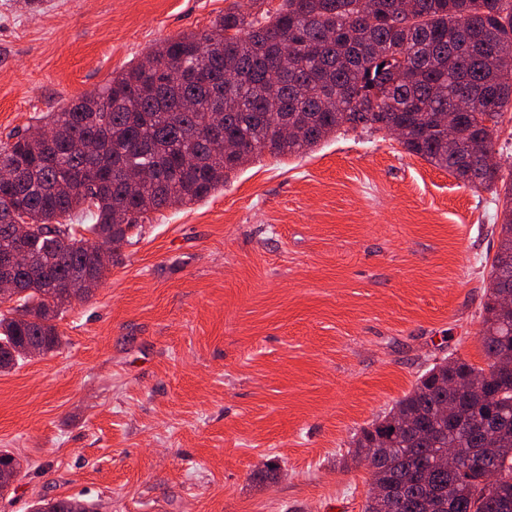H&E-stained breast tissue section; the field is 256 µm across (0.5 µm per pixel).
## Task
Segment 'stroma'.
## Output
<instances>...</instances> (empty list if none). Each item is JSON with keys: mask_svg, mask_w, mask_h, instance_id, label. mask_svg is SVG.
<instances>
[{"mask_svg": "<svg viewBox=\"0 0 512 512\" xmlns=\"http://www.w3.org/2000/svg\"><path fill=\"white\" fill-rule=\"evenodd\" d=\"M232 6L255 9L0 0V145ZM501 222L495 193L362 129L151 214L62 346L0 371V453L23 465L0 512H363L354 436L434 364H487ZM68 500L76 501L77 511L74 512H93L91 505L77 497L64 498H39L31 505V512H65Z\"/></svg>", "mask_w": 512, "mask_h": 512, "instance_id": "35a3bbf8", "label": "stroma"}]
</instances>
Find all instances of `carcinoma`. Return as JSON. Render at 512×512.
I'll use <instances>...</instances> for the list:
<instances>
[{"label": "carcinoma", "mask_w": 512, "mask_h": 512, "mask_svg": "<svg viewBox=\"0 0 512 512\" xmlns=\"http://www.w3.org/2000/svg\"><path fill=\"white\" fill-rule=\"evenodd\" d=\"M512 112V0H281L232 7L200 35L157 43L96 93L39 117L0 148V263L12 226L29 225L26 267L0 309V356L23 339L62 344L58 291L106 270L90 242L117 256L153 212L195 204L264 153L305 154L343 128L399 130L408 153L476 189L503 194L500 246L484 303L486 357L512 366V178L488 166L496 127ZM53 138L46 140L42 130ZM238 142L212 154L217 139ZM363 458L381 495L364 512H512V372L461 360L433 366L380 420L362 429ZM469 448L483 466L451 470L443 453ZM505 482L486 490L487 476ZM40 498L31 512H65Z\"/></svg>", "instance_id": "obj_1"}]
</instances>
